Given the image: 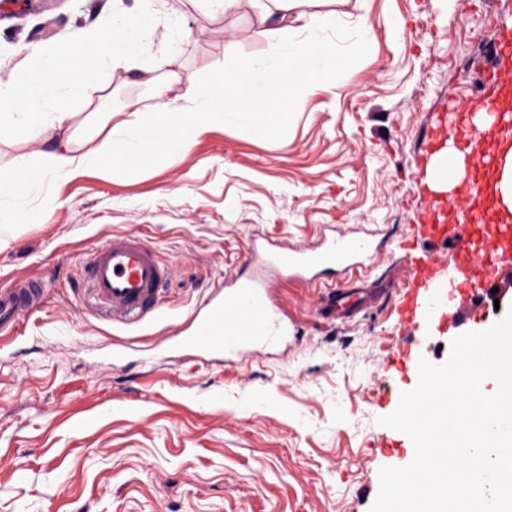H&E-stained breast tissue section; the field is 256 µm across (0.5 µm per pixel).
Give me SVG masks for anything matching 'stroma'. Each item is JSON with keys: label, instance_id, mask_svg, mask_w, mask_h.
Returning a JSON list of instances; mask_svg holds the SVG:
<instances>
[{"label": "stroma", "instance_id": "1", "mask_svg": "<svg viewBox=\"0 0 512 512\" xmlns=\"http://www.w3.org/2000/svg\"><path fill=\"white\" fill-rule=\"evenodd\" d=\"M142 7L167 41L143 31L141 70L104 67L90 103L69 94L89 147L109 136L86 127L89 113L157 111L168 70L186 86L273 44L250 8L221 17L212 0H0V77L23 80L46 43L112 32L113 15ZM347 11L332 35L350 58L339 93L305 96L282 138L217 125L160 150L137 179L104 155L53 181L40 140L0 132V173L27 185L33 210L0 204L11 226L0 289L45 286L0 336V512H369L381 468L409 464L410 438L378 419L415 382L396 362V305L405 248L428 249L422 155L442 114L484 81L501 33L484 19L511 14L512 0H350ZM164 56L172 68L158 67ZM123 234L171 270L160 315L135 327L77 290L88 252ZM329 238L380 250L352 276L276 287L297 327L290 341L240 362L171 346L245 268L253 241L306 249ZM356 284L384 289L381 302L353 319L321 316L326 289Z\"/></svg>", "mask_w": 512, "mask_h": 512}]
</instances>
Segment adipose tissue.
Returning <instances> with one entry per match:
<instances>
[{"label":"adipose tissue","instance_id":"1","mask_svg":"<svg viewBox=\"0 0 512 512\" xmlns=\"http://www.w3.org/2000/svg\"><path fill=\"white\" fill-rule=\"evenodd\" d=\"M219 0L222 14L249 6L261 22L274 23V49L261 60L241 62L235 71L213 72L201 85L187 87L183 95L172 89L180 77L169 72L167 84L157 89L162 109L154 116L126 113L110 130L108 143L112 168L128 179H136L144 159L154 156L158 142L180 149L211 125L248 128L270 138L279 137L287 110L305 95L334 92L339 87L337 50L330 35L345 17L349 0ZM155 19L142 11L126 13L122 38L106 43L98 32H89L87 44L97 57H108L112 68L132 66L137 48L135 31L154 27ZM74 51L67 43L44 48L23 101H16L12 81L0 80V129L35 134L48 143V171L71 178L84 171L94 151H80L71 130L75 117L60 88L70 87L90 96L101 88L99 73L71 79L65 63ZM194 102L187 111L186 102Z\"/></svg>","mask_w":512,"mask_h":512}]
</instances>
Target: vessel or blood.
<instances>
[{"label":"vessel or blood","mask_w":512,"mask_h":512,"mask_svg":"<svg viewBox=\"0 0 512 512\" xmlns=\"http://www.w3.org/2000/svg\"><path fill=\"white\" fill-rule=\"evenodd\" d=\"M478 109L492 112L494 134L474 125ZM451 125L455 136L434 177L448 182L463 176L467 194L464 205L455 208L449 207L446 197H437L436 210L425 215L424 234L429 242L447 244V264L412 253L406 256L409 276L399 294L406 331L398 348L402 359L415 340L420 316H428L426 330L432 334L444 331L450 315L462 310L477 324H485L486 312L477 298L512 269V212L501 207L498 191V160L512 151V25L502 28L493 69L475 107L456 109ZM365 250L363 243L354 240L333 241L317 252L282 254L254 247L249 271L192 315L178 347L230 358L245 345L278 340L285 336L286 326L272 304L266 269L293 274L333 271ZM167 279V267L141 237L115 236L88 254L83 292L113 321L135 326L156 313ZM40 294L39 283L31 280L1 289L0 333L33 310ZM368 303V298L351 290L333 288L324 297L322 310L336 317L356 313Z\"/></svg>","instance_id":"1"}]
</instances>
